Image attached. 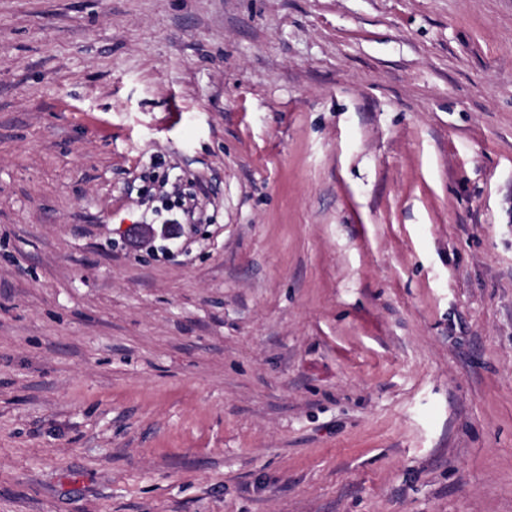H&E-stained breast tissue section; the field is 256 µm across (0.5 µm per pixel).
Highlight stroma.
Wrapping results in <instances>:
<instances>
[{"mask_svg":"<svg viewBox=\"0 0 512 512\" xmlns=\"http://www.w3.org/2000/svg\"><path fill=\"white\" fill-rule=\"evenodd\" d=\"M0 512H512V0H0Z\"/></svg>","mask_w":512,"mask_h":512,"instance_id":"35a3bbf8","label":"stroma"}]
</instances>
